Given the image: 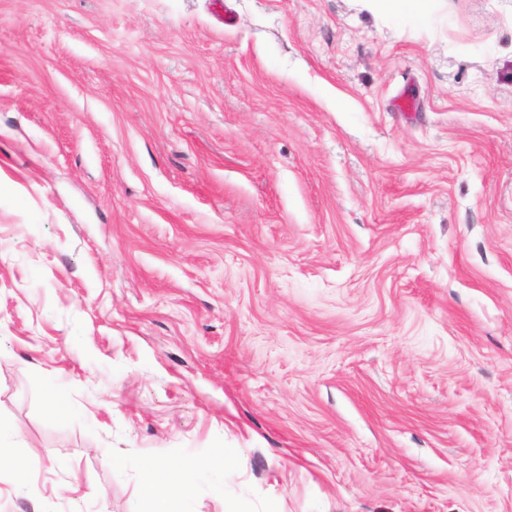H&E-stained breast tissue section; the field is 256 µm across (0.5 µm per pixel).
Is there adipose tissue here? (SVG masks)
<instances>
[{
	"label": "adipose tissue",
	"instance_id": "1",
	"mask_svg": "<svg viewBox=\"0 0 512 512\" xmlns=\"http://www.w3.org/2000/svg\"><path fill=\"white\" fill-rule=\"evenodd\" d=\"M228 466L229 461L219 448L213 449L208 458L190 459L173 468L153 461L141 463V490L149 512H197L198 489L223 495Z\"/></svg>",
	"mask_w": 512,
	"mask_h": 512
}]
</instances>
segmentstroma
Segmentation results:
<instances>
[{
    "mask_svg": "<svg viewBox=\"0 0 512 512\" xmlns=\"http://www.w3.org/2000/svg\"><path fill=\"white\" fill-rule=\"evenodd\" d=\"M432 9L0 0V512H512V0ZM377 1L391 2L398 15L402 18H411L420 24H427L430 21L427 3L429 0H365L364 2L372 4ZM17 448L13 429L0 420V464L5 463L16 472H24L28 467V458ZM229 461L223 449H213L205 459L186 460L169 468L148 461L139 465L141 490L148 512H197V491L205 488L216 496L224 495V474ZM164 488L163 492L158 489Z\"/></svg>",
    "mask_w": 512,
    "mask_h": 512,
    "instance_id": "1",
    "label": "stroma"
}]
</instances>
